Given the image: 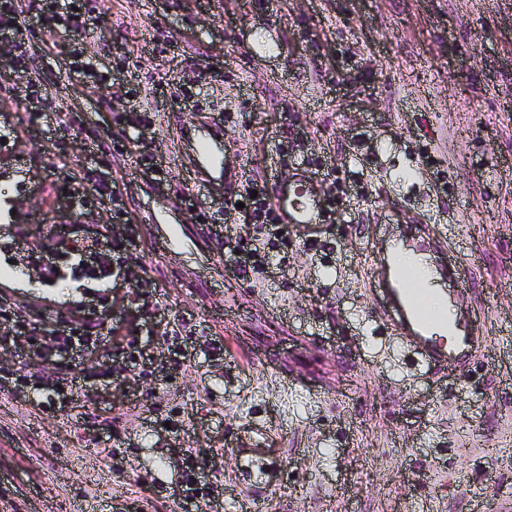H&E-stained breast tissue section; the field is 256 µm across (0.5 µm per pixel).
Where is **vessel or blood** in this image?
<instances>
[{"label":"vessel or blood","instance_id":"b4317fda","mask_svg":"<svg viewBox=\"0 0 512 512\" xmlns=\"http://www.w3.org/2000/svg\"><path fill=\"white\" fill-rule=\"evenodd\" d=\"M194 174L196 180L224 181V130L203 124L194 128ZM269 202L283 227L312 226L326 223L330 202L308 183L305 175L292 173L287 179L273 181ZM417 253L436 257V275L445 286L456 287L460 268L456 261L441 257L443 243L434 231L423 230L413 244ZM414 270L395 265L378 274L377 285L384 300L383 320L388 329L408 347L418 350L428 363L452 370L466 368L481 349L486 328L474 310L448 319L430 310L423 301L424 290L413 283Z\"/></svg>","mask_w":512,"mask_h":512}]
</instances>
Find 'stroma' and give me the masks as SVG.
Listing matches in <instances>:
<instances>
[{
  "label": "stroma",
  "instance_id": "stroma-1",
  "mask_svg": "<svg viewBox=\"0 0 512 512\" xmlns=\"http://www.w3.org/2000/svg\"><path fill=\"white\" fill-rule=\"evenodd\" d=\"M84 2L90 32L44 41L42 0H25L0 35V195L21 216L0 223L20 245L0 300L42 336L97 308L151 363L69 366L0 339V512H175L193 464L210 489L197 512H512V0ZM23 48L34 94L11 67ZM135 103L151 129L96 162ZM213 121L229 177L194 193L197 224L178 205L184 134ZM299 164L335 196L330 220L289 227L264 270L235 276L224 241L259 227L227 222L225 199ZM93 181L111 195L59 192ZM430 223L488 329L458 374L418 364L377 317L387 247ZM53 226L134 238L120 285L46 286L25 256ZM174 413L177 434L159 424ZM246 453L277 461L278 484L244 482Z\"/></svg>",
  "mask_w": 512,
  "mask_h": 512
}]
</instances>
